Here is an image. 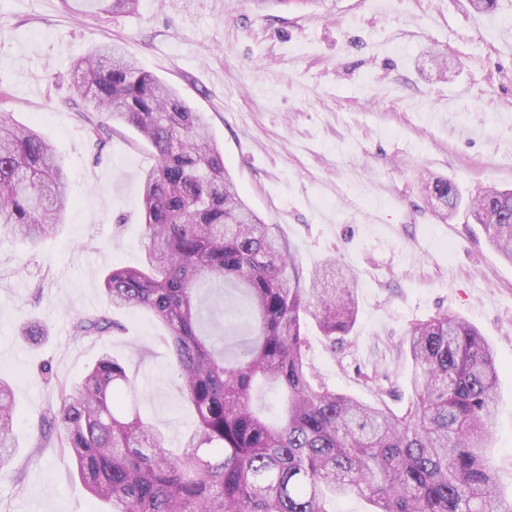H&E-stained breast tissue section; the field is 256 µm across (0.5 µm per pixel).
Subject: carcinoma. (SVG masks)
Listing matches in <instances>:
<instances>
[{
	"label": "carcinoma",
	"instance_id": "carcinoma-1",
	"mask_svg": "<svg viewBox=\"0 0 512 512\" xmlns=\"http://www.w3.org/2000/svg\"><path fill=\"white\" fill-rule=\"evenodd\" d=\"M77 95L108 119L139 132L156 156L142 175L140 267H114L103 280L113 308L147 311L165 332L182 398L196 430L173 452L135 404L125 365L104 351L79 379L42 383L57 393L37 425L35 447L70 457L103 512H328L327 499L357 494L370 512H512L485 457L499 375L494 352L470 321L448 313L413 323L402 344L413 398L402 414L338 393L306 356L305 317L342 341L359 314L350 272L325 261L310 282L277 224L241 198L207 119L171 86L101 43L79 60ZM88 143L102 150L110 128L83 115ZM442 219L462 194L448 179L425 183ZM67 177L33 127L0 113V229L35 247L62 223ZM468 213L512 264V189L488 186ZM242 291L254 325L241 357L226 361L224 325L199 288ZM125 330L84 314L76 341ZM36 319L25 341L46 335ZM277 386L284 415L271 423L252 404L256 387ZM16 394L0 377V469L11 461Z\"/></svg>",
	"mask_w": 512,
	"mask_h": 512
}]
</instances>
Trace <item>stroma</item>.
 Wrapping results in <instances>:
<instances>
[{"mask_svg": "<svg viewBox=\"0 0 512 512\" xmlns=\"http://www.w3.org/2000/svg\"><path fill=\"white\" fill-rule=\"evenodd\" d=\"M104 40L207 114L240 195L279 225L304 273L331 256L349 267L354 329L339 346L317 328L307 335L328 386L403 413L410 325L444 310L477 326L499 368L487 459L512 494V265L466 210L441 219L422 193L428 176L466 197L512 188V0L484 15L468 0H325L315 10L139 0L123 16L87 15L84 0H0V110L36 126L70 178L56 235L33 248L0 231V376L15 385L18 413L0 512L97 508L60 449L34 445L32 427L56 401L41 364L71 382L110 351L169 448L195 427L150 318L113 313L102 291L109 269L144 259L140 177L155 163L124 125L101 155L87 144L74 64ZM90 313L115 315L126 333L74 340L73 320ZM34 317L48 335L28 344L16 331Z\"/></svg>", "mask_w": 512, "mask_h": 512, "instance_id": "stroma-1", "label": "stroma"}]
</instances>
